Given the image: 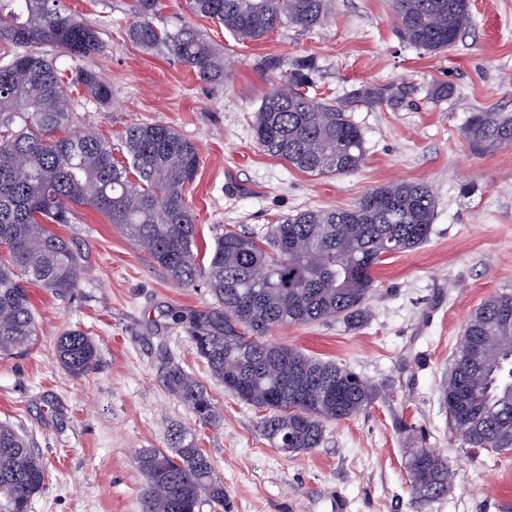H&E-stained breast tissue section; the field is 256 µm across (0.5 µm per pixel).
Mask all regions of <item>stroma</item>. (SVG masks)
I'll return each mask as SVG.
<instances>
[{"mask_svg":"<svg viewBox=\"0 0 512 512\" xmlns=\"http://www.w3.org/2000/svg\"><path fill=\"white\" fill-rule=\"evenodd\" d=\"M61 2L95 24L104 49L60 57L59 65L95 71L111 88L105 105L68 88L74 129L117 145L128 126L156 123L193 142L200 167L185 193L198 249L223 228L261 237L287 215L347 208L395 181L427 184L436 207L429 241L375 269L363 317L272 331L271 342L337 362L380 390L367 410L326 422L320 448L295 454L264 437L261 409L227 392L187 330L172 324V311L211 305L206 287L174 284L97 210L75 207L71 223L54 230L82 257L77 294L63 301L31 286L36 341L0 356V423L26 435L47 470L30 512H141L146 481L136 455L167 449L179 427L211 458L226 512H512V450L464 444L440 397L470 314L490 295L512 294V144L481 154L463 135L475 110L512 113V0H470L471 27L436 56L398 38L391 0H328L327 20L314 30L282 26L248 43L192 13L188 0H160L155 25H189L223 52L229 79L218 85L132 44V0ZM272 58L312 59L316 90L328 102L363 84L403 91L398 104L352 108L366 151L355 173L313 177L261 151L253 115L274 83ZM441 82L454 85L453 99L431 100ZM68 329L97 345V363L82 377L56 358V339ZM171 363L206 385L218 427L198 423L171 393ZM420 445L454 475L448 494L425 504L408 472L409 451Z\"/></svg>","mask_w":512,"mask_h":512,"instance_id":"1","label":"stroma"}]
</instances>
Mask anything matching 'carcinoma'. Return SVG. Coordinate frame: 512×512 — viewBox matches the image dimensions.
Listing matches in <instances>:
<instances>
[{
  "label": "carcinoma",
  "instance_id": "carcinoma-1",
  "mask_svg": "<svg viewBox=\"0 0 512 512\" xmlns=\"http://www.w3.org/2000/svg\"><path fill=\"white\" fill-rule=\"evenodd\" d=\"M197 15L224 26L239 41H258L281 25L299 31L320 26L326 0H190ZM159 0H132L128 40L147 52L165 51L207 84L227 79L224 55L184 25L153 24ZM396 32L409 45L441 54L472 24L470 0H391ZM41 44L71 58L101 51L94 24L61 0H0V355L29 349L37 324L29 286L60 300L79 288L81 259L69 240L49 228L68 224L75 205L104 214L143 247L174 283L203 282L214 303L175 311L198 356L224 389L262 409L261 431L288 453L321 446L327 421L348 419L370 406L377 387L345 367L267 340L283 324L307 325L362 316L374 290L373 272L392 253L411 251L432 232L435 198L423 183L396 181L376 187L347 209L302 210L272 224L258 239L223 229L206 261L198 262L196 216L185 185L199 168L196 145L175 129L152 123L129 126L122 137L125 161L112 144L71 128L72 103L58 56L33 53ZM311 65L301 62L282 86L266 93L254 111L259 148L311 176L346 175L365 158L362 130L347 112L399 93L362 85L333 105L313 93ZM73 83L99 103L111 91L99 75L76 71ZM464 136L490 153L512 143V115L478 110ZM24 168L19 180L15 170ZM448 379L441 386L453 432L472 448L512 449V295L486 299L463 329ZM59 364L74 376L97 360L94 341L79 329L58 336ZM170 391L203 425L220 416L208 390L183 368L167 375ZM146 478L141 512H199L204 502L224 507V483L190 431H173L169 449L137 456ZM411 487L432 502L448 493V464L428 449H412ZM46 469L29 441L0 424V495L9 512H29Z\"/></svg>",
  "mask_w": 512,
  "mask_h": 512
}]
</instances>
